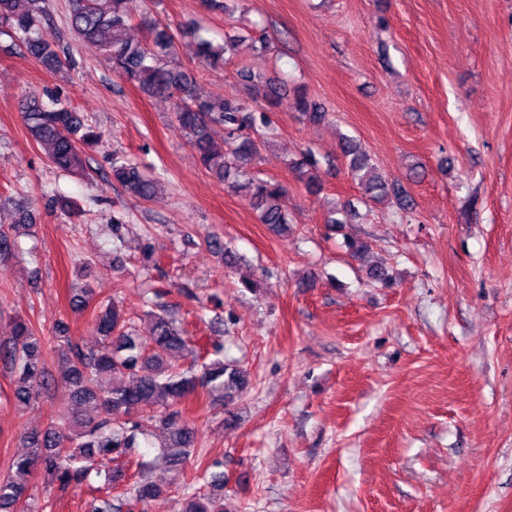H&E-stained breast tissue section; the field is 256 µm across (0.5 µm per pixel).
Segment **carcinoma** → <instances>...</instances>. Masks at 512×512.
I'll return each instance as SVG.
<instances>
[{
    "mask_svg": "<svg viewBox=\"0 0 512 512\" xmlns=\"http://www.w3.org/2000/svg\"><path fill=\"white\" fill-rule=\"evenodd\" d=\"M23 1L30 4L26 10L19 8ZM136 18L147 37L133 42L122 33ZM48 21L50 0H0V24L10 27L26 53L44 69L60 72L70 62L44 38L43 26ZM68 22L84 44L109 59L118 77L149 96L174 100L177 121L200 164L232 190L245 192L261 223L278 233L288 231V189L254 170L261 142L250 131L267 124L265 109L201 90L193 75L173 63L175 34L170 26L151 18L139 0H69ZM193 36L202 61L214 68L224 64L231 45L216 43L198 29ZM266 87L272 103L287 98L289 106L308 121L326 120L328 112L301 90H294L290 99L286 87L270 81ZM20 110L29 137L54 167L90 176L81 146L93 144L98 133L83 115L65 106L48 110L32 99L22 100ZM217 127L224 130L220 142L214 137ZM340 150L366 198L379 203L394 199L403 211L413 208L406 190L378 173L354 139L341 138ZM293 169L309 192L322 190L312 152L294 163ZM112 182L145 201L161 191L159 181L117 157L112 159ZM346 247L353 259L365 261L366 241L349 238ZM90 306L98 337L95 347L75 341L62 322L54 334L44 336L22 319L13 323L12 342L0 346V358L12 370L19 407L28 408L48 385L52 374L45 353L50 348L57 352L74 403L69 414L51 420L46 429L23 433L28 451L11 458L8 469L22 476L39 471L45 483H56L61 489L73 483L87 484L95 476L100 479L96 490L105 496L92 502L91 512H145L164 493L165 485L152 479L153 470L160 468L171 474L169 484L184 487L177 512H224V473L214 471L220 462L207 465L211 472L206 489H189L187 464L198 444V430L179 405L201 388L227 406L250 388L249 372L224 360L218 349L210 361L180 368L172 359L193 348L184 330L167 315L147 312L150 335L141 336L116 298L100 297L91 288L80 289L77 307ZM153 429L161 431L167 441L159 446L150 466L139 465L131 476L112 466L119 458L136 456L139 438ZM34 500L33 488L26 481L11 475L0 478V512H33Z\"/></svg>",
    "mask_w": 512,
    "mask_h": 512,
    "instance_id": "carcinoma-1",
    "label": "carcinoma"
}]
</instances>
